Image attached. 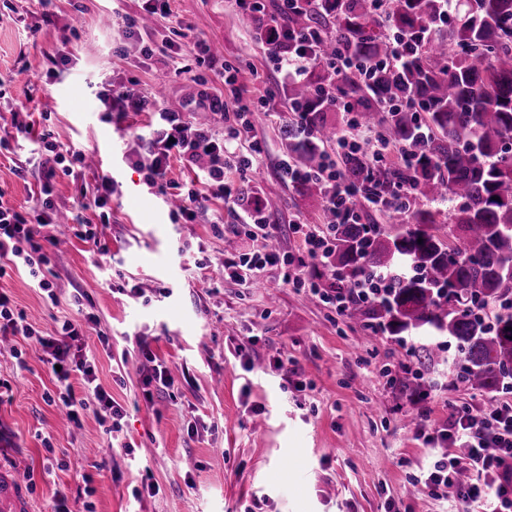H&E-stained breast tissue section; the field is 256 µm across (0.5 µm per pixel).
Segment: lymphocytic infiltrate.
Here are the masks:
<instances>
[{
    "label": "lymphocytic infiltrate",
    "mask_w": 512,
    "mask_h": 512,
    "mask_svg": "<svg viewBox=\"0 0 512 512\" xmlns=\"http://www.w3.org/2000/svg\"><path fill=\"white\" fill-rule=\"evenodd\" d=\"M283 39L284 31L279 24H269L264 39L268 59L285 80H303L310 70L324 61L319 54V35L305 34L299 45L288 49L282 48ZM324 62L335 71L354 65L351 57L339 53ZM100 100L109 111L153 113L155 122L145 142L150 160L143 165L142 171L146 183L158 191H165L168 185L166 175L171 157H179L191 165L206 160L199 187L189 189L183 197V214L194 216L204 203L220 198L228 206L239 207L242 224L260 233L262 238H271L265 199L256 195L240 200L224 183L226 167L233 166L245 172L253 166V158L231 151L226 141L239 138L248 129V115L256 109L254 102L244 101L239 96L229 102L220 95L209 97V110L228 122L227 138L222 141L216 139L213 129L192 125L183 121L178 113L158 109L151 98L134 100L120 89L110 88L101 94ZM314 176L327 187L326 203L337 223L354 224L359 219L360 210L379 211L386 207L385 202L377 198L357 205L356 187L340 174L335 164H327L315 171ZM55 211L53 185L48 180L41 183L35 205L25 211H17L0 200V277L8 270L27 268L37 288L52 301L57 295L50 281L40 275L42 265L47 262L41 231L51 223ZM291 230L301 239V256L281 255L268 244L257 251L234 252L224 258L225 277L249 285L267 267L285 264L292 268L285 276L289 285L335 305L340 312L345 311L350 300L373 299L378 288L385 284L386 275L376 271L360 277L346 290H337L332 284L321 286L315 276L307 272L306 266L308 262L326 259L331 243L329 228L296 222ZM94 321L95 317L90 313L80 320L67 319L56 335L47 336L27 322L24 314L15 313L8 296L0 294V334L21 336L43 348L47 364L56 369L57 399L66 408L70 421L81 425L83 413L89 410L100 424L116 432L126 414L125 409L99 383L95 360L74 349L75 343L83 337L85 325ZM78 383L91 392L95 406H88L87 399L77 396L74 386ZM419 434L427 445L442 444L446 451L429 466L421 468L416 478L418 484L449 505L464 500L477 504L481 512H512L511 402L451 407L446 420L423 426ZM463 471L470 475L464 484L458 480Z\"/></svg>",
    "instance_id": "obj_1"
}]
</instances>
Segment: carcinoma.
Here are the masks:
<instances>
[{"label": "carcinoma", "instance_id": "cac0c4a2", "mask_svg": "<svg viewBox=\"0 0 512 512\" xmlns=\"http://www.w3.org/2000/svg\"><path fill=\"white\" fill-rule=\"evenodd\" d=\"M324 0L313 9H288L287 37L321 27V54L345 47L369 72L353 68L341 76L324 64L288 88L300 106L288 130L293 166L313 172L323 163L320 145L333 143L337 121L320 92L351 96L365 124L387 126L388 139L406 160L382 167L352 150L337 165L363 193L390 197L396 184H411L425 201H452L448 237L436 233L441 213L390 208L391 227L333 224L328 253L336 287L349 288L363 274H390L384 293L354 301L346 316L398 336L436 332L456 344L462 380L492 392L512 379V0ZM397 32L416 43L400 63L377 61ZM298 191L326 198L317 179Z\"/></svg>", "mask_w": 512, "mask_h": 512}]
</instances>
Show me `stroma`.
I'll return each mask as SVG.
<instances>
[{"label": "stroma", "mask_w": 512, "mask_h": 512, "mask_svg": "<svg viewBox=\"0 0 512 512\" xmlns=\"http://www.w3.org/2000/svg\"><path fill=\"white\" fill-rule=\"evenodd\" d=\"M171 12L149 13L145 0H0V195L16 209L30 207L44 180L38 133L87 154L104 153L106 167L57 172L54 200L66 223L46 226V269L59 305H52L24 270L0 278L5 292L40 330L51 334L64 318L85 311L98 322L85 344L96 357L102 387L126 410L121 431L107 433L94 416L81 426L63 418L43 352L22 337L0 340V461L18 468L34 512H444L446 504L414 481L420 466L442 455L417 433L419 421L445 420L449 406L488 400L455 386L459 364L424 370L447 389L423 397L402 388L407 352L388 333L370 336L318 297L266 268L247 287L222 278L224 242L260 248L240 235L236 212L211 199L194 219L172 201L197 179V170L172 159L166 193L139 172L148 154L149 112H106L98 95L123 86L134 99L154 95L162 108L195 125L223 132L205 101L229 94L220 64L237 72L250 99L274 92L277 110L257 111L237 140L238 152L261 154L247 176L230 170L226 182L246 195L277 200L267 221L276 246L294 254V221L318 224L321 202L282 179L288 157V85L256 38L257 23L235 0H171ZM135 36L126 33V21ZM209 44L218 67L196 61L188 45ZM185 50L195 77L172 73L166 46ZM155 50L143 55L144 46ZM65 68H54L58 55ZM29 112L34 135L16 136L13 111ZM111 174V219L101 229L108 257L75 236L71 218L98 223V213L75 211L81 188ZM249 343L253 371L236 350ZM26 366L18 368L15 353ZM163 361L174 389L152 401L142 396L146 354ZM289 360L287 370L275 367ZM127 370H119V363ZM123 380H116V373ZM291 458L282 470L283 458ZM155 495L133 496L144 484Z\"/></svg>", "instance_id": "obj_1"}]
</instances>
